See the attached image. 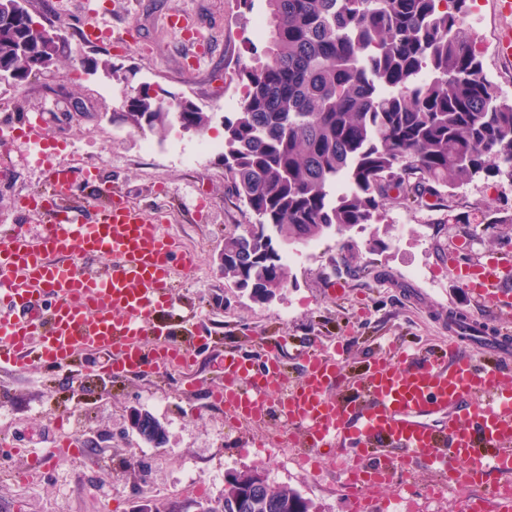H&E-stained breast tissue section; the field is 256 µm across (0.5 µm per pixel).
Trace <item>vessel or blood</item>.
Wrapping results in <instances>:
<instances>
[{"label": "vessel or blood", "mask_w": 512, "mask_h": 512, "mask_svg": "<svg viewBox=\"0 0 512 512\" xmlns=\"http://www.w3.org/2000/svg\"><path fill=\"white\" fill-rule=\"evenodd\" d=\"M22 135L36 155L49 144L40 120H29ZM96 178L86 165L58 168L51 192L20 200V211L48 215L51 227L36 238L17 231L0 239V364L60 369L77 356L104 353L114 373H151L189 355L174 341L149 344L144 336L151 319L174 313V280L195 268V254L120 194L102 200L89 222L62 204L75 184ZM94 256L108 257L109 266L90 269L86 261ZM457 273L485 319L450 323L456 341L445 355L377 357L354 400L337 393L340 367L333 356L306 353L301 376L289 386L281 382L278 358L257 367L228 356L218 363L224 386L215 393L225 417L258 427L282 416L310 457L347 448L370 492L393 472L390 462H373V455L392 449L401 458L427 457L457 488L482 485L489 498H499L487 476L512 473V355L488 364L475 357L473 343L499 309L512 305L504 288L512 279V254L486 253ZM461 336L466 344H458Z\"/></svg>", "instance_id": "1"}]
</instances>
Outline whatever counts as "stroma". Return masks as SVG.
Listing matches in <instances>:
<instances>
[{"label": "stroma", "mask_w": 512, "mask_h": 512, "mask_svg": "<svg viewBox=\"0 0 512 512\" xmlns=\"http://www.w3.org/2000/svg\"><path fill=\"white\" fill-rule=\"evenodd\" d=\"M29 11L44 25L64 22L47 13L43 0H29ZM173 11L205 36L210 60L189 64L180 35L165 25ZM107 20L116 38L84 48L77 43V19L65 21L67 70L32 77L17 88L0 86V116H9L18 128L41 118L46 135L59 146L53 164L92 161L98 147L110 155L101 181L65 198V205L88 212L105 192L123 195L159 217L164 232L196 253L195 270L176 282L180 309L167 322L171 335L200 350L187 370L151 374H112L104 357L92 369L82 359L53 373L34 366L0 368V408L8 412L6 440L13 449L0 465L8 472L0 478V512H203L220 506L227 473L250 469L264 471L272 486L298 491L315 512H385L399 497L404 512H470L469 501L454 494L426 498L438 478L419 457L405 460L387 487L358 504L343 485L344 451L310 471L292 461V429L277 434L267 427L240 430L227 424L223 409L212 402L213 391L223 384L213 364L226 352L257 364L274 353L292 383L302 371L300 354L323 348L335 354L345 385L382 351L447 347L449 313L483 315L459 287L448 251L463 235L477 254L512 245V222L495 220L502 205L512 203V186L498 176L480 177L455 189L448 205L389 201L384 221L343 236L325 233L328 263L292 266L288 286L271 301L256 302L248 290L224 279L218 266L225 235L256 221L231 192L223 156L202 154L188 165L167 153L172 142L190 151L197 141L196 133L176 124L149 153L138 133L112 121L124 111L130 89L143 88L167 101L192 100L212 117L209 135L223 137L224 120L241 98L240 87L224 80L225 62H252V33L236 0H116ZM462 22L477 37L484 78L512 100V62L497 51L500 32L512 26V17L501 14L499 0H475ZM105 60L115 66V77L93 70V62ZM107 84L116 89L115 97L101 96ZM74 105L78 113L61 120ZM0 160L11 168L0 177V237L17 228L39 236L42 221L21 216L14 204L19 194L49 189L43 167L33 162L21 138L0 140ZM344 237L358 250L349 263L339 246ZM413 268L428 271V280L409 277ZM136 409L159 420L164 445L147 443L132 428ZM66 438L78 442L74 455L49 459L33 482L19 483L29 451L48 455ZM203 473L213 479L198 493L190 478Z\"/></svg>", "instance_id": "1"}]
</instances>
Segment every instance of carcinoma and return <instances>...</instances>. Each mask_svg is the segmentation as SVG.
<instances>
[{"label": "carcinoma", "instance_id": "1", "mask_svg": "<svg viewBox=\"0 0 512 512\" xmlns=\"http://www.w3.org/2000/svg\"><path fill=\"white\" fill-rule=\"evenodd\" d=\"M19 0H0V82L67 67L68 36L36 23ZM469 0H265L266 41L250 66L226 63L242 88L224 118V169L256 216L224 237V278L265 301L287 286L285 247L385 217L391 198L420 206L476 178L512 179V101L481 77L476 39L460 20ZM181 127L212 117L181 101ZM169 105L131 90L120 121L166 131ZM350 190L336 197V183ZM147 442L163 431L133 412ZM205 512H311L298 491L256 471L231 472L224 501Z\"/></svg>", "mask_w": 512, "mask_h": 512}]
</instances>
